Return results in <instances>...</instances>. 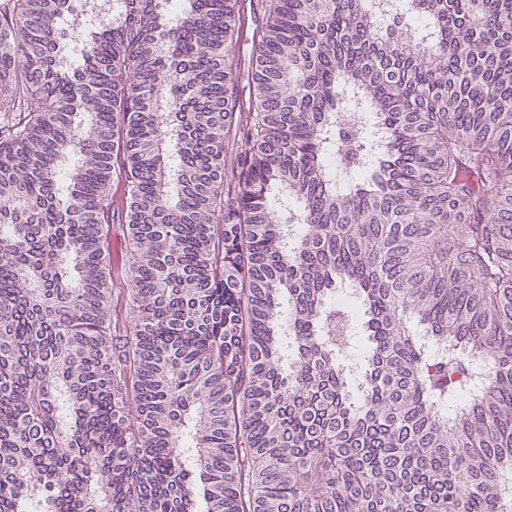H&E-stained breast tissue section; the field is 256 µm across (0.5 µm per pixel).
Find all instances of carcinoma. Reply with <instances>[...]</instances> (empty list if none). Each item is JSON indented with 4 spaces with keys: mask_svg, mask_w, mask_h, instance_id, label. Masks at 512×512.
<instances>
[{
    "mask_svg": "<svg viewBox=\"0 0 512 512\" xmlns=\"http://www.w3.org/2000/svg\"><path fill=\"white\" fill-rule=\"evenodd\" d=\"M255 10L0 0V512H512V0ZM117 211H115V223H112V273L111 282L113 290V303L117 311L121 312L123 319L129 324L135 322V313L126 303L128 282L125 274L127 266V252L129 245L126 236V224L116 223Z\"/></svg>",
    "mask_w": 512,
    "mask_h": 512,
    "instance_id": "1",
    "label": "carcinoma"
}]
</instances>
